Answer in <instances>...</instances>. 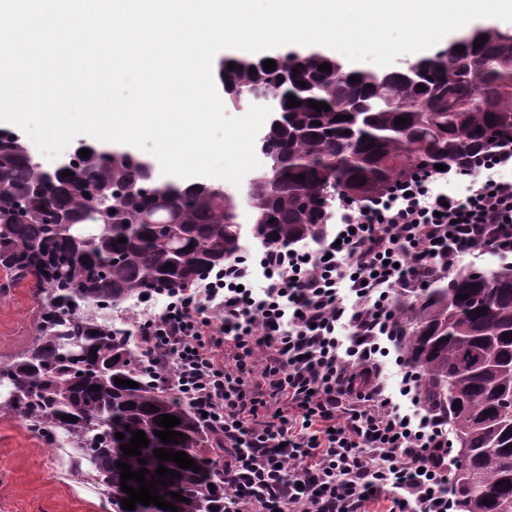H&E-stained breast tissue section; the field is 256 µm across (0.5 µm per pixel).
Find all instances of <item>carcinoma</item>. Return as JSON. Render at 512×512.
<instances>
[{
    "instance_id": "1",
    "label": "carcinoma",
    "mask_w": 512,
    "mask_h": 512,
    "mask_svg": "<svg viewBox=\"0 0 512 512\" xmlns=\"http://www.w3.org/2000/svg\"><path fill=\"white\" fill-rule=\"evenodd\" d=\"M481 35L486 42L476 49ZM272 60V71L245 56L219 65L221 81L241 98L263 90L284 113L259 139L268 168L247 183L250 233L265 249L320 241L336 196L379 195L420 167L460 165L512 136V35L494 26L422 56L413 77L398 69L339 73L336 59L317 50H285ZM324 62L331 70H318ZM289 94L301 105L287 106ZM310 100L330 109L318 112ZM398 117L409 121L398 125ZM83 148L90 157L74 154L72 175L49 174L27 157V144L0 130V268L38 289L34 340L0 361V381L9 384L0 414L47 442L65 438L89 458L111 512H128L118 461L147 468L149 481L160 464L179 472L173 485L157 486L162 497L173 491L188 498L179 512H224V474L210 458L218 438L155 381L160 355L151 338L140 328L135 336L118 330L109 315L91 309L187 291L241 256L246 234L236 197L215 184L158 181L146 188L134 153ZM395 322L421 375L422 399L448 418L459 445L451 489L464 512H512V264L479 276L461 270L447 283L433 279L395 307ZM117 377L139 387L120 386ZM163 414L180 419L172 427L184 433L179 443L155 436ZM138 430L149 439L144 466L120 449ZM156 448L185 452L200 471L159 462Z\"/></svg>"
}]
</instances>
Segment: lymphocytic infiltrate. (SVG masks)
Wrapping results in <instances>:
<instances>
[{"label": "lymphocytic infiltrate", "mask_w": 512, "mask_h": 512, "mask_svg": "<svg viewBox=\"0 0 512 512\" xmlns=\"http://www.w3.org/2000/svg\"><path fill=\"white\" fill-rule=\"evenodd\" d=\"M512 140L456 170L464 197L422 169L360 205L339 201L318 249L265 251L142 322L160 382L224 441V512H461L448 422L404 355L392 295L479 258L512 256ZM398 392H387V363Z\"/></svg>", "instance_id": "f902f5d3"}]
</instances>
